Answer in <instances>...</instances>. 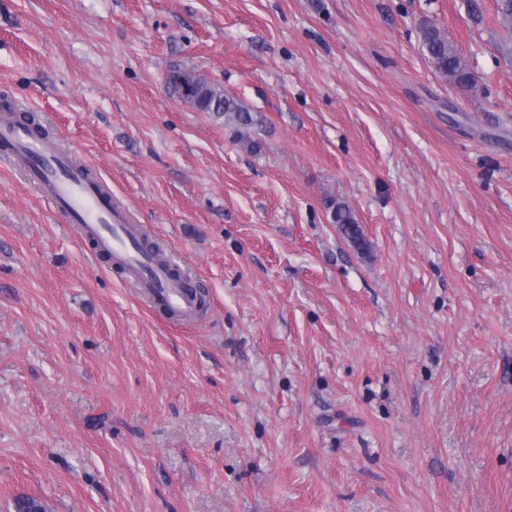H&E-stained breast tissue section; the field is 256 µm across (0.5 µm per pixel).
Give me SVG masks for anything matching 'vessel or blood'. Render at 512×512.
Here are the masks:
<instances>
[{
	"label": "vessel or blood",
	"instance_id": "vessel-or-blood-1",
	"mask_svg": "<svg viewBox=\"0 0 512 512\" xmlns=\"http://www.w3.org/2000/svg\"><path fill=\"white\" fill-rule=\"evenodd\" d=\"M0 141L27 161L28 175L45 191L50 208L91 238L97 251L109 254L154 306L189 318L196 305L192 282L177 274L172 264H156L136 249L141 229L113 200L105 181L87 166L73 165L67 154L21 122H1Z\"/></svg>",
	"mask_w": 512,
	"mask_h": 512
}]
</instances>
